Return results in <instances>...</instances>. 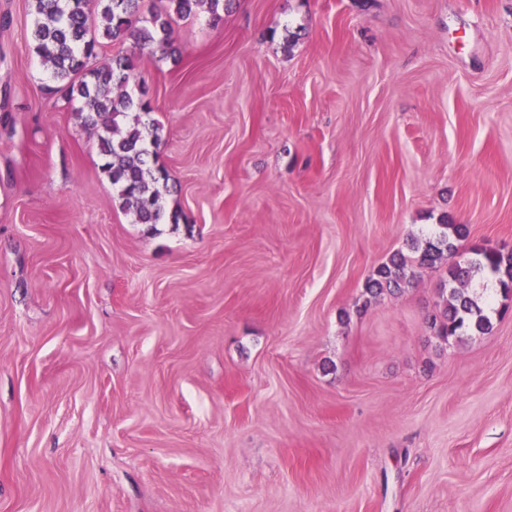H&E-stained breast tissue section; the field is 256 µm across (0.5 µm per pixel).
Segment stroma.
<instances>
[{
  "label": "stroma",
  "instance_id": "35a3bbf8",
  "mask_svg": "<svg viewBox=\"0 0 512 512\" xmlns=\"http://www.w3.org/2000/svg\"><path fill=\"white\" fill-rule=\"evenodd\" d=\"M0 0V512H512V311L443 342L467 225L512 252V0H239L133 53L177 221L121 210ZM438 227L439 230L433 236L415 243L412 256L396 251L375 268L365 284L367 297L363 306H368L382 295L401 291L404 285L410 283L407 271L415 264L419 267H434L444 257L449 259L457 253V242L468 236L467 225L438 224Z\"/></svg>",
  "mask_w": 512,
  "mask_h": 512
}]
</instances>
